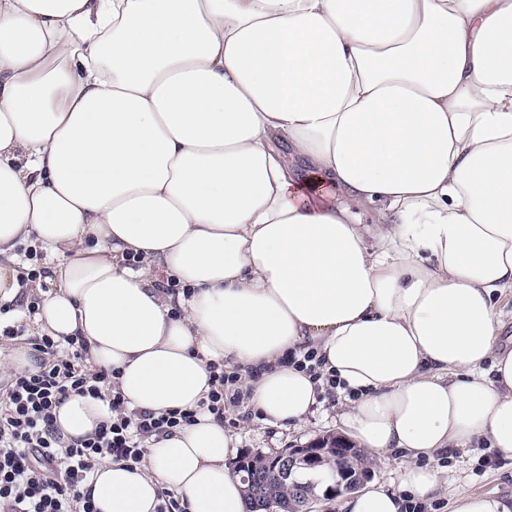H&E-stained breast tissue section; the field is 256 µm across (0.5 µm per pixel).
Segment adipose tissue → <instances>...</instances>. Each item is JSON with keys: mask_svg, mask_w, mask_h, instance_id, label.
Here are the masks:
<instances>
[{"mask_svg": "<svg viewBox=\"0 0 512 512\" xmlns=\"http://www.w3.org/2000/svg\"><path fill=\"white\" fill-rule=\"evenodd\" d=\"M28 241L53 258L37 324L128 408H196L229 361L298 423L334 379L358 447L404 462L342 512H405L435 455L512 457V0H0V298ZM55 415L76 441L112 413ZM236 453L205 414L92 497L246 512Z\"/></svg>", "mask_w": 512, "mask_h": 512, "instance_id": "1", "label": "adipose tissue"}]
</instances>
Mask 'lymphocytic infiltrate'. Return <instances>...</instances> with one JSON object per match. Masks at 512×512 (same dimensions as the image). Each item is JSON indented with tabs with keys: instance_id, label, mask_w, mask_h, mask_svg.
Here are the masks:
<instances>
[{
	"instance_id": "obj_1",
	"label": "lymphocytic infiltrate",
	"mask_w": 512,
	"mask_h": 512,
	"mask_svg": "<svg viewBox=\"0 0 512 512\" xmlns=\"http://www.w3.org/2000/svg\"><path fill=\"white\" fill-rule=\"evenodd\" d=\"M37 370L0 377V512H97L84 487L99 464L144 460L152 437L193 424L201 413L223 420L244 394L237 372L212 366L211 390L193 410H127L117 371L89 368L83 337L34 338ZM106 400L112 411L94 436L65 440L54 411L70 397Z\"/></svg>"
}]
</instances>
